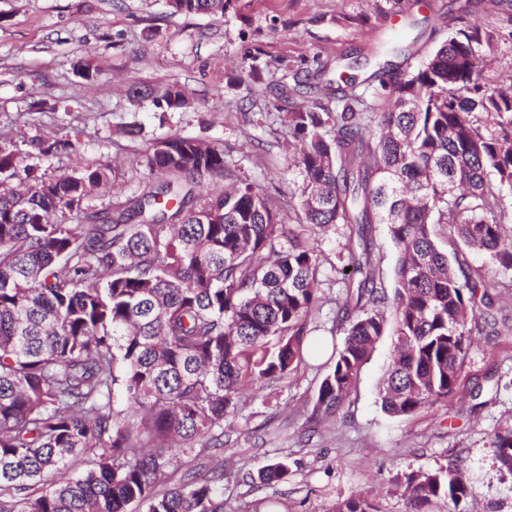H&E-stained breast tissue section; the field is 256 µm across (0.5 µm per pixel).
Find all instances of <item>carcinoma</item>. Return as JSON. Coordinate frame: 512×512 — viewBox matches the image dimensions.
I'll list each match as a JSON object with an SVG mask.
<instances>
[{"label":"carcinoma","mask_w":512,"mask_h":512,"mask_svg":"<svg viewBox=\"0 0 512 512\" xmlns=\"http://www.w3.org/2000/svg\"><path fill=\"white\" fill-rule=\"evenodd\" d=\"M230 0H167L172 15L224 16ZM499 26L460 25L404 80L380 75L383 92L347 84L336 108L288 95L282 123L300 169L289 203L300 227L340 224L361 276L339 309L346 339L315 394L308 421L332 417L383 336L394 339L379 398L410 416L456 392L470 336L488 321L487 289L512 272V87L486 82L498 58ZM390 101L383 111V102ZM159 108L188 105L171 86ZM43 157L75 147L32 142ZM149 181L83 212L88 189L112 184V167L34 175L0 147V512H224V418L239 394L280 379L308 346L322 302L317 248L284 223L264 190L236 175L216 143L173 133L143 154ZM495 179L489 178V173ZM233 185L197 191L206 177ZM383 224L397 249L392 292L380 278L370 234ZM483 251L491 269L455 267L431 225ZM392 309L388 321L386 309ZM134 405L139 423L120 418ZM512 474V425L494 439ZM213 448L212 477L185 470L168 485L174 449ZM288 474L282 462L262 482ZM409 512L444 497L459 507L469 488L457 469L405 476ZM336 512H377L365 496Z\"/></svg>","instance_id":"cac0c4a2"}]
</instances>
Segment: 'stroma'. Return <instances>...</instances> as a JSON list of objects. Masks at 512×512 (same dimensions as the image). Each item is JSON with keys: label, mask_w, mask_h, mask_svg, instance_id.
Segmentation results:
<instances>
[{"label": "stroma", "mask_w": 512, "mask_h": 512, "mask_svg": "<svg viewBox=\"0 0 512 512\" xmlns=\"http://www.w3.org/2000/svg\"><path fill=\"white\" fill-rule=\"evenodd\" d=\"M501 25L500 53L485 73L512 76V0H232L224 16L172 15L165 0H0V142L14 145L20 166L39 172L110 164L117 187L137 186L146 148L171 133L214 142L278 205L300 182L278 119L282 86L305 102L327 101L340 75L377 88L385 63L405 79L445 41L459 14ZM88 61L96 81L75 76ZM260 78H253V66ZM180 85L186 107L156 109L151 91ZM141 90L131 98V90ZM43 101V110L31 107ZM137 123L138 137L122 134ZM80 129L77 149L61 157L31 154V140ZM321 255L323 303L311 319L324 350L305 354L286 377L250 386L224 421V512H335L363 494L378 512H406L407 474L459 466L469 486L466 512H512V475L499 471L494 434L512 424V273L491 289L489 335L474 337L456 395L411 416L385 413L378 385L393 354L382 337L335 417L307 422L311 401L342 348L336 326L338 254L345 229H314ZM281 461L285 479L254 481Z\"/></svg>", "instance_id": "obj_1"}]
</instances>
